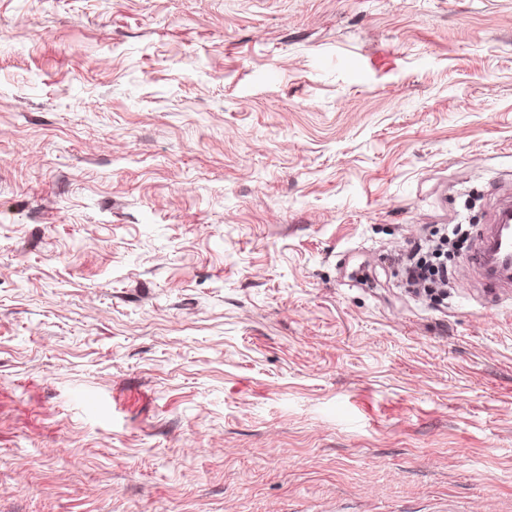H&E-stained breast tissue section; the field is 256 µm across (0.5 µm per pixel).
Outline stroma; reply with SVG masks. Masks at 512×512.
I'll list each match as a JSON object with an SVG mask.
<instances>
[{
    "mask_svg": "<svg viewBox=\"0 0 512 512\" xmlns=\"http://www.w3.org/2000/svg\"><path fill=\"white\" fill-rule=\"evenodd\" d=\"M507 190L512 0H0V512H512ZM511 204L508 203L499 208L495 216V225H493L486 236L480 240L479 246L471 256L473 264L482 267L490 281L497 283L500 286L505 284L511 288V275H512V234L506 233L502 229L501 224L512 221L511 219ZM491 253H496L502 264L511 265V267L495 269L489 265L488 257ZM457 228L448 231L447 225L436 228L423 239L409 241L406 249L395 254V260L403 268L404 258L411 264L404 268L407 283L413 288H406L417 295L431 298L448 297V280L452 272L448 268V233H457Z\"/></svg>",
    "mask_w": 512,
    "mask_h": 512,
    "instance_id": "1",
    "label": "stroma"
}]
</instances>
